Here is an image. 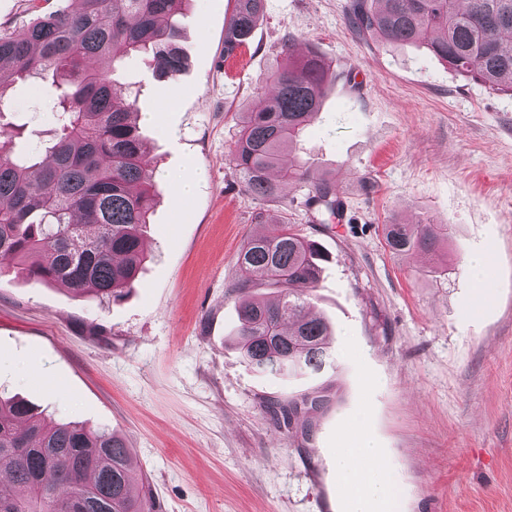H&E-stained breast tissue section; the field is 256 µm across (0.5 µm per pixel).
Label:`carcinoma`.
I'll use <instances>...</instances> for the list:
<instances>
[{"label": "carcinoma", "mask_w": 512, "mask_h": 512, "mask_svg": "<svg viewBox=\"0 0 512 512\" xmlns=\"http://www.w3.org/2000/svg\"><path fill=\"white\" fill-rule=\"evenodd\" d=\"M49 10L32 0L36 17L21 30L0 34V74L28 82L50 75L59 94L50 133L0 123V256L16 260L29 279L62 284L76 297L116 301L135 288L144 259L143 227L153 196L150 161L136 127V101L93 62L140 57L161 78L184 68L176 44L185 0H70ZM264 0H236L224 28V57L248 44ZM349 23L365 40L411 45L431 33L427 49L456 72L512 94V0H351ZM266 77L260 107L243 113L231 150L244 194L274 201L280 180L309 185L317 211L337 217L336 183L296 161L300 136L319 111L331 66L310 51L295 55ZM25 138L31 148L14 151ZM288 165H283V157ZM274 235L249 239L237 259L241 280L236 344L259 372L318 375L333 367L327 321L310 313L323 256L315 242L285 219L260 211ZM451 225L423 219L383 225L396 254H436ZM260 273L279 289L274 302L247 297ZM321 395L302 393L271 406L279 429L323 407ZM0 512H152L148 487L130 475L126 438L110 427L87 428L41 417L29 403L0 398Z\"/></svg>", "instance_id": "obj_1"}]
</instances>
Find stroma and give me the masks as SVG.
Wrapping results in <instances>:
<instances>
[{
  "instance_id": "35a3bbf8",
  "label": "stroma",
  "mask_w": 512,
  "mask_h": 512,
  "mask_svg": "<svg viewBox=\"0 0 512 512\" xmlns=\"http://www.w3.org/2000/svg\"><path fill=\"white\" fill-rule=\"evenodd\" d=\"M236 56H224L234 0H187L185 67L158 77L139 58L115 77L139 93L154 166L146 261L121 300L76 297L0 273V395L48 417L110 426L156 512H346L333 456L365 432L392 494L384 512H512V95L465 78L425 47L359 39L350 0H264ZM313 51L336 78L298 157L329 173L343 201L322 223L303 183L247 197L230 162L243 112L263 97L281 46ZM50 80L14 83L5 121L50 130ZM193 183L185 199L176 181ZM286 217L327 256L312 311L333 327L332 370L255 372L230 336L237 255ZM417 216L452 227L448 255L393 254L382 228ZM489 264L479 286L473 259ZM322 389L312 426L277 429L266 407Z\"/></svg>"
}]
</instances>
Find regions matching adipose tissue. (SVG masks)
Segmentation results:
<instances>
[{
    "instance_id": "1",
    "label": "adipose tissue",
    "mask_w": 512,
    "mask_h": 512,
    "mask_svg": "<svg viewBox=\"0 0 512 512\" xmlns=\"http://www.w3.org/2000/svg\"><path fill=\"white\" fill-rule=\"evenodd\" d=\"M336 478L342 487L347 512H379L390 498V479L377 450L365 434L336 455Z\"/></svg>"
}]
</instances>
